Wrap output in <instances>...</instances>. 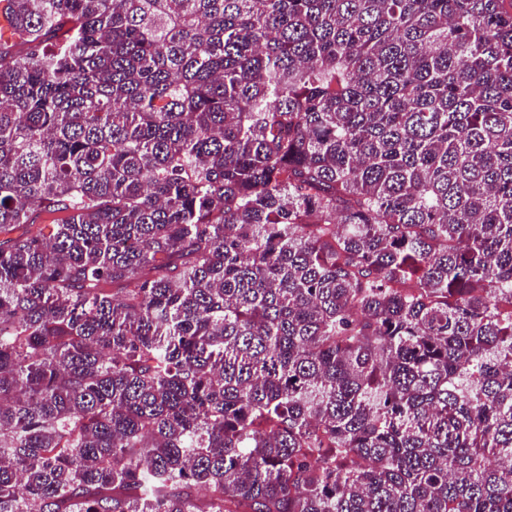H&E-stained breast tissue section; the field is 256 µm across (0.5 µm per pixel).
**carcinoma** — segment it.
<instances>
[{"label":"carcinoma","instance_id":"carcinoma-1","mask_svg":"<svg viewBox=\"0 0 512 512\" xmlns=\"http://www.w3.org/2000/svg\"><path fill=\"white\" fill-rule=\"evenodd\" d=\"M3 1L0 512H512V0Z\"/></svg>","mask_w":512,"mask_h":512}]
</instances>
